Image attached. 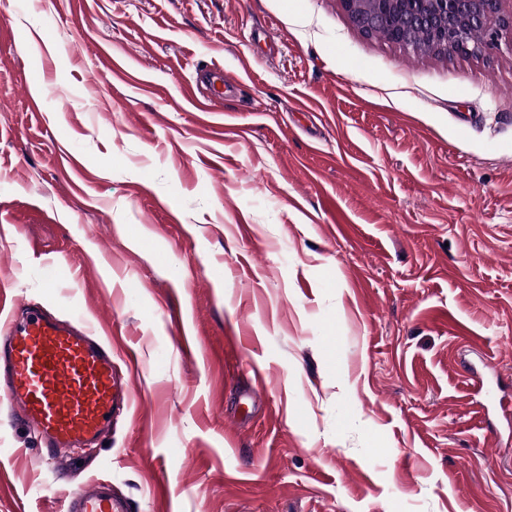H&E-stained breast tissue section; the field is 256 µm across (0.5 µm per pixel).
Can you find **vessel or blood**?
<instances>
[{
    "instance_id": "1",
    "label": "vessel or blood",
    "mask_w": 512,
    "mask_h": 512,
    "mask_svg": "<svg viewBox=\"0 0 512 512\" xmlns=\"http://www.w3.org/2000/svg\"><path fill=\"white\" fill-rule=\"evenodd\" d=\"M0 386L10 421L37 433L44 453L61 462L67 449L91 445L127 402L130 382L112 354L75 327L40 310L11 315L0 336ZM66 512H131L108 484L72 494Z\"/></svg>"
}]
</instances>
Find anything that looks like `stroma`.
<instances>
[{
  "instance_id": "1",
  "label": "stroma",
  "mask_w": 512,
  "mask_h": 512,
  "mask_svg": "<svg viewBox=\"0 0 512 512\" xmlns=\"http://www.w3.org/2000/svg\"><path fill=\"white\" fill-rule=\"evenodd\" d=\"M511 42L411 53L341 0H0V306L133 369L64 478L0 393V512L93 480L132 512H512Z\"/></svg>"
}]
</instances>
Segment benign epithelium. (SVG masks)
Listing matches in <instances>:
<instances>
[{
  "label": "benign epithelium",
  "instance_id": "7a95c632",
  "mask_svg": "<svg viewBox=\"0 0 512 512\" xmlns=\"http://www.w3.org/2000/svg\"><path fill=\"white\" fill-rule=\"evenodd\" d=\"M500 0H342L351 22L373 34L391 18L397 44L418 51L416 38L432 39L437 48L480 56L499 49V32L506 21L499 15Z\"/></svg>",
  "mask_w": 512,
  "mask_h": 512
}]
</instances>
